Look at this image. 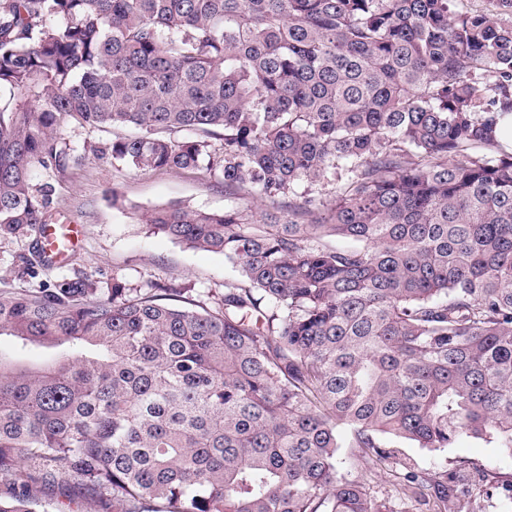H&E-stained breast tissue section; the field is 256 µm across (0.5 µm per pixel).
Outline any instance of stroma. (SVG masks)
Here are the masks:
<instances>
[{
	"mask_svg": "<svg viewBox=\"0 0 512 512\" xmlns=\"http://www.w3.org/2000/svg\"><path fill=\"white\" fill-rule=\"evenodd\" d=\"M34 182L54 186L53 213L80 225L83 237L68 262L40 271L35 279L18 261L19 255L32 252L34 236L0 237V284L25 289L39 279L52 282L81 274L104 283L117 277L132 288L171 283L220 294L225 282L238 277L223 255L174 243L151 233L143 222L147 211L175 203L219 212L232 206L223 185L208 176L192 170L141 171L91 157L61 172L37 170ZM396 451L398 460L418 471L451 470L464 461L479 472L512 473V456L469 438L439 450L401 443ZM357 474L392 512H421L417 502L400 499L395 468L366 465Z\"/></svg>",
	"mask_w": 512,
	"mask_h": 512,
	"instance_id": "obj_1",
	"label": "stroma"
}]
</instances>
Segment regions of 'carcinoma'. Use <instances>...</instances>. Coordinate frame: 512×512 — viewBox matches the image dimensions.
<instances>
[{"label":"carcinoma","instance_id":"1","mask_svg":"<svg viewBox=\"0 0 512 512\" xmlns=\"http://www.w3.org/2000/svg\"><path fill=\"white\" fill-rule=\"evenodd\" d=\"M0 0V236L42 234L52 184L99 159L198 170L288 212L181 205L152 233L240 279L0 287V512L41 484L103 512H392L343 471L401 442L512 456V0ZM335 197L302 196L300 181ZM466 468L401 494L448 512ZM512 506V478L484 475ZM109 138H112V134L91 133L86 128L64 121L58 132V149L71 153L73 149L82 150L84 146L89 149L90 146Z\"/></svg>","mask_w":512,"mask_h":512}]
</instances>
